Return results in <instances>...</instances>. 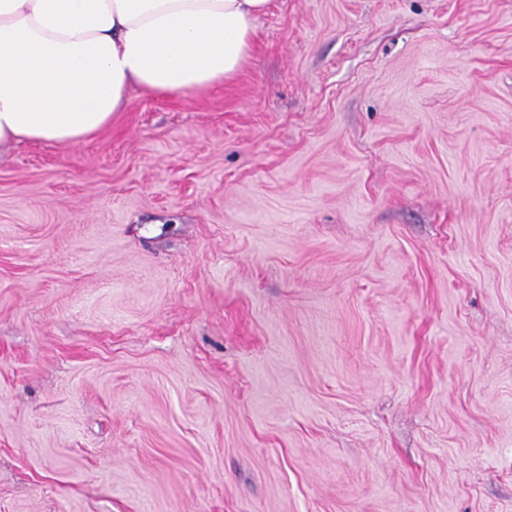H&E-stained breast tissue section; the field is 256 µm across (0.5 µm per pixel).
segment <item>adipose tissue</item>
Wrapping results in <instances>:
<instances>
[{
    "label": "adipose tissue",
    "mask_w": 512,
    "mask_h": 512,
    "mask_svg": "<svg viewBox=\"0 0 512 512\" xmlns=\"http://www.w3.org/2000/svg\"><path fill=\"white\" fill-rule=\"evenodd\" d=\"M271 0H0V143L77 144L131 88L234 79Z\"/></svg>",
    "instance_id": "adipose-tissue-1"
}]
</instances>
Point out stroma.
<instances>
[{
	"mask_svg": "<svg viewBox=\"0 0 512 512\" xmlns=\"http://www.w3.org/2000/svg\"><path fill=\"white\" fill-rule=\"evenodd\" d=\"M0 512H512V0L0 145Z\"/></svg>",
	"mask_w": 512,
	"mask_h": 512,
	"instance_id": "35a3bbf8",
	"label": "stroma"
}]
</instances>
